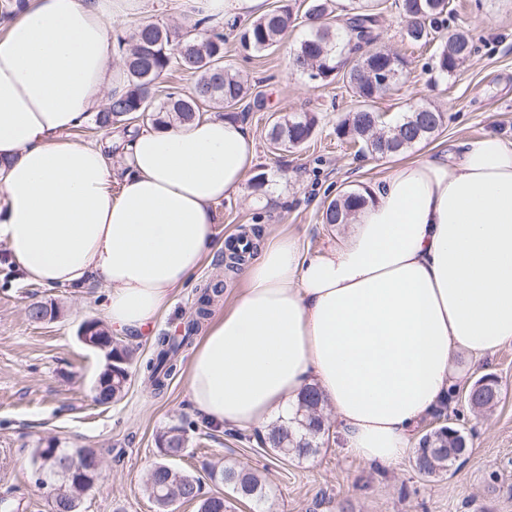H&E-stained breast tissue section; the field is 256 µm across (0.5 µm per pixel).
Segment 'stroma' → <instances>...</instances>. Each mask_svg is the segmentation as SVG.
Returning <instances> with one entry per match:
<instances>
[{
	"mask_svg": "<svg viewBox=\"0 0 512 512\" xmlns=\"http://www.w3.org/2000/svg\"><path fill=\"white\" fill-rule=\"evenodd\" d=\"M382 2L378 43L403 53L407 66L375 109L390 125L411 106L423 104L443 112L442 127L429 142L401 154L359 155L336 135L339 118L353 105L347 86L321 85L292 67V53L308 34L303 23L273 49L248 58L234 41H226L225 63L246 76L257 93L244 123L255 142L252 172L264 175L265 185L259 190L245 185L242 198L216 203L221 235L296 229L315 250L335 242L336 230L322 222V210L345 191H369L400 164L454 150L463 141L487 134L512 140V0H452L442 30L468 32L476 50L443 78L431 69L434 46L413 48L404 41L398 0ZM189 10L187 0H143L140 15L111 19L109 30L127 31L143 22L176 25ZM305 113L318 119L309 143L284 154L274 150L266 139L270 115ZM223 278L219 252L177 290L150 332L123 335L133 351L130 382L120 400L101 405L94 400V386L105 354L84 345L78 331L84 321L100 318L103 287L78 295L69 288H48L25 280L0 254V498L17 503L18 512H49L47 492L36 481L34 450L52 439L72 452L95 449L103 461L102 476L82 495L79 512H158L144 487L159 459L157 438L187 419L197 427L175 468L198 477L209 495L226 491L210 479L213 467L234 461L257 470L267 486L265 512H512V343L480 367L499 382L491 408L477 413L463 399L477 375L456 385L446 414L449 425L466 435L468 452L435 477L419 474L410 455L392 466L367 464L347 455L327 434L313 454L282 459L262 447L255 434L232 437L196 420L181 371L163 394H155L144 372L156 339L179 334L203 289ZM51 301L61 308L58 318L28 319L31 303Z\"/></svg>",
	"mask_w": 512,
	"mask_h": 512,
	"instance_id": "35a3bbf8",
	"label": "stroma"
}]
</instances>
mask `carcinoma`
<instances>
[{"label": "carcinoma", "instance_id": "1", "mask_svg": "<svg viewBox=\"0 0 512 512\" xmlns=\"http://www.w3.org/2000/svg\"><path fill=\"white\" fill-rule=\"evenodd\" d=\"M450 0H401L405 21L404 39L412 44H429L436 39L438 17L448 12ZM378 4L373 2L335 13L333 0H306L302 22L310 34L293 53V67L309 77L331 82L342 76L356 97V106L336 125V134L359 144L358 151L380 157L398 154L428 141L444 123L443 113L427 106H416L401 121L384 127L373 109L376 99L387 95L396 85L406 65L405 58L376 45L375 30L379 25ZM293 9L283 6L272 9L244 24H232L237 44L245 53L261 52L275 47L293 26ZM202 21L189 17L180 27L169 28L157 23L140 25L126 34L116 35L115 49L123 56L129 76L124 95L112 99L108 107L96 115L99 127L119 124L137 134L140 126L156 128L175 116L190 121L205 114L211 105L233 107L243 101L246 86L239 75L224 66V27L214 25L203 39L194 36ZM470 37L463 31L448 34L435 54L434 70L440 75L453 73L472 52ZM188 71L197 75L188 95L168 92L157 100L159 80L173 72ZM316 119L313 116H280L271 119L267 140L274 149L288 152L305 144L312 136ZM365 203L362 194L348 191L330 201L322 212L325 224H344L347 217ZM218 287L205 290L179 337L163 336L156 344L155 357L146 366L147 380L156 394L162 393L167 381L177 372L179 356L189 347L211 307L219 297ZM112 356L119 359L112 373L99 375L101 387L95 389L100 404L118 400L126 387L132 358L131 349L112 338ZM323 400L317 388L309 387L300 396L299 416L292 424L274 425L261 443L284 458L305 457L317 447V439L325 431ZM187 441L183 425L169 427L157 439L160 455L175 452ZM467 441L439 425L423 432L418 441L414 466L418 473L436 476L447 470L446 448H457ZM41 482L49 489L50 512H71L79 508L81 488H91L95 474L64 473V460L72 453L58 447L55 441L38 446L34 451ZM161 459L150 470L145 490L158 506L168 512L175 500L195 501L198 512H228L230 505L222 495L206 496L201 481ZM210 479L228 486L241 499L261 502L266 487L250 470L235 463L210 471Z\"/></svg>", "mask_w": 512, "mask_h": 512}]
</instances>
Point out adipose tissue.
<instances>
[{
	"label": "adipose tissue",
	"instance_id": "obj_1",
	"mask_svg": "<svg viewBox=\"0 0 512 512\" xmlns=\"http://www.w3.org/2000/svg\"><path fill=\"white\" fill-rule=\"evenodd\" d=\"M193 2L227 24L265 0ZM140 6L24 0L0 20V246L40 285H103L105 320L128 334L224 249L213 206L243 195L255 162L247 126L217 115L139 132L119 174L105 148L71 140L124 93L107 21ZM237 278L188 366L197 415L261 434L314 387L345 452L392 465L467 370L512 342V141L403 163L335 243L264 238Z\"/></svg>",
	"mask_w": 512,
	"mask_h": 512
}]
</instances>
